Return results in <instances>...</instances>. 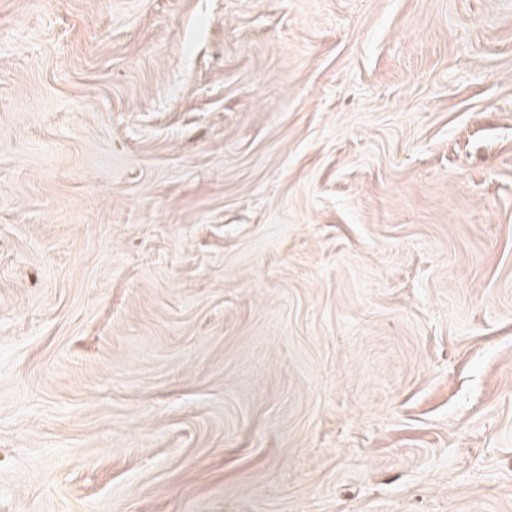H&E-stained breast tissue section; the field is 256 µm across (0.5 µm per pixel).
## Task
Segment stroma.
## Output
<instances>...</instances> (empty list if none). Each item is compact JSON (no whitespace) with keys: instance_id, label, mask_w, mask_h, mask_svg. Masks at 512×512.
<instances>
[{"instance_id":"obj_1","label":"stroma","mask_w":512,"mask_h":512,"mask_svg":"<svg viewBox=\"0 0 512 512\" xmlns=\"http://www.w3.org/2000/svg\"><path fill=\"white\" fill-rule=\"evenodd\" d=\"M0 512H512V0H0Z\"/></svg>"}]
</instances>
